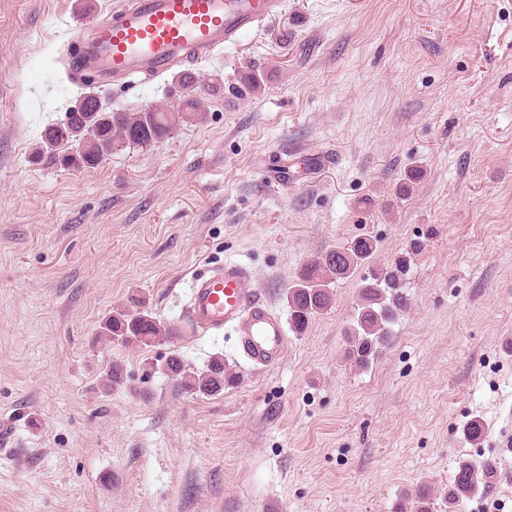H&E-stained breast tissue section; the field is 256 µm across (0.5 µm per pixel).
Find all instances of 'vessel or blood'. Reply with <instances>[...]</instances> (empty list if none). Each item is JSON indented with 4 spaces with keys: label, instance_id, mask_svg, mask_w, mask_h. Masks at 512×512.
<instances>
[{
    "label": "vessel or blood",
    "instance_id": "1",
    "mask_svg": "<svg viewBox=\"0 0 512 512\" xmlns=\"http://www.w3.org/2000/svg\"><path fill=\"white\" fill-rule=\"evenodd\" d=\"M285 0H122L83 36L70 63L113 86L135 89L139 77L161 76L183 63L202 64L244 32L261 28ZM252 268L227 261L191 276L186 317L197 334L231 331L236 349L258 370L288 353L286 326L253 288Z\"/></svg>",
    "mask_w": 512,
    "mask_h": 512
}]
</instances>
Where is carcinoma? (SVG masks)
<instances>
[{
    "label": "carcinoma",
    "mask_w": 512,
    "mask_h": 512,
    "mask_svg": "<svg viewBox=\"0 0 512 512\" xmlns=\"http://www.w3.org/2000/svg\"><path fill=\"white\" fill-rule=\"evenodd\" d=\"M198 105V100L188 94L176 113L157 109L114 112L98 96L88 95L81 107L70 109L63 120L44 129L34 158L76 170L94 168L116 151L131 145L147 147L167 138L176 123L195 116ZM376 251L375 239L356 237L309 261L286 292L291 330L296 334L303 332L312 317L331 309L332 284L349 277ZM408 268L409 259L401 256L364 279L359 288V302L347 331L348 357L355 366L366 368L372 364L388 344L393 324L409 308L403 287ZM102 335L112 342L120 338L127 344L149 346L172 340L178 331L148 314L129 315L120 311L107 319ZM163 371L178 391L191 394L216 395L235 380L221 356L212 357L198 370L174 353L165 360ZM492 477L493 467L487 462L459 461L448 487V503L488 485ZM431 506V489L425 485L418 487L413 498L414 512H431Z\"/></svg>",
    "instance_id": "cac0c4a2"
}]
</instances>
